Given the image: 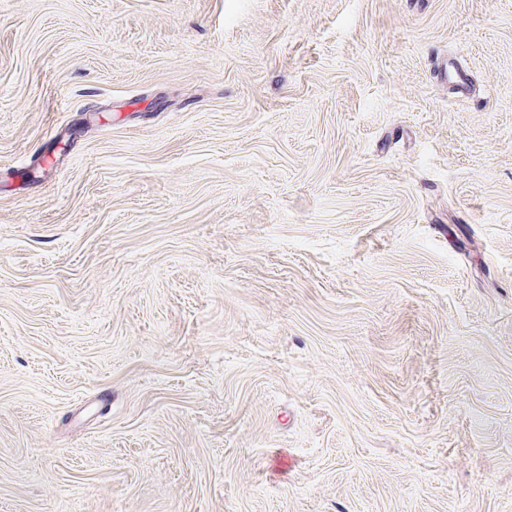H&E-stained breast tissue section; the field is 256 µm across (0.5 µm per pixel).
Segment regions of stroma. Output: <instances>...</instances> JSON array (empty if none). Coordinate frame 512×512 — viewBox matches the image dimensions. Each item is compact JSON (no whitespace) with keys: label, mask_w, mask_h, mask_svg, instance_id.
<instances>
[{"label":"stroma","mask_w":512,"mask_h":512,"mask_svg":"<svg viewBox=\"0 0 512 512\" xmlns=\"http://www.w3.org/2000/svg\"><path fill=\"white\" fill-rule=\"evenodd\" d=\"M0 512H512V0H0Z\"/></svg>","instance_id":"stroma-1"}]
</instances>
